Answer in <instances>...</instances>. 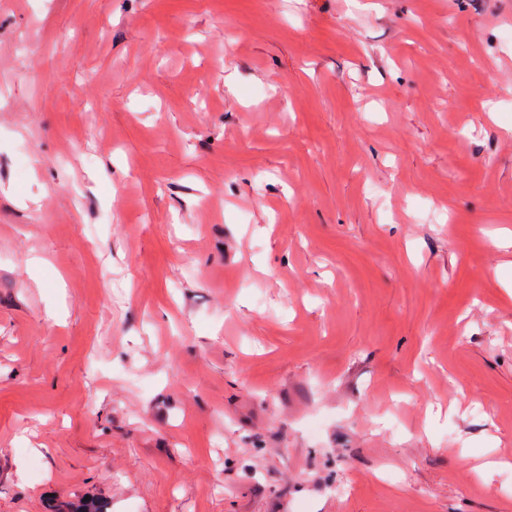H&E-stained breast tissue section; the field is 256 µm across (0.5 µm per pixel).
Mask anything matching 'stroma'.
<instances>
[{"label":"stroma","instance_id":"obj_1","mask_svg":"<svg viewBox=\"0 0 512 512\" xmlns=\"http://www.w3.org/2000/svg\"><path fill=\"white\" fill-rule=\"evenodd\" d=\"M87 489L512 512V0H0V512Z\"/></svg>","mask_w":512,"mask_h":512}]
</instances>
